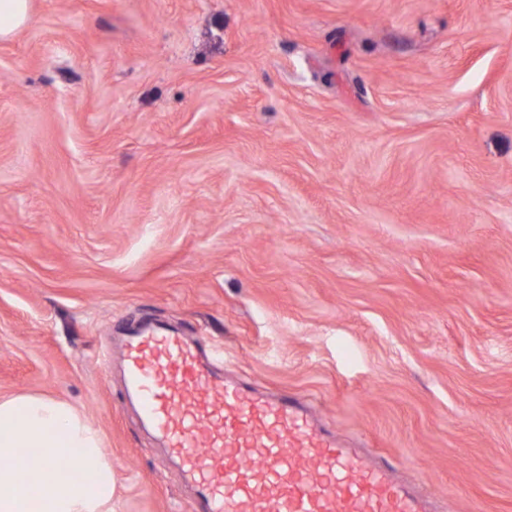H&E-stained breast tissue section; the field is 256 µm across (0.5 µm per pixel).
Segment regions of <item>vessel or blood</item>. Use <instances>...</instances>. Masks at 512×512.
Returning <instances> with one entry per match:
<instances>
[{
    "mask_svg": "<svg viewBox=\"0 0 512 512\" xmlns=\"http://www.w3.org/2000/svg\"><path fill=\"white\" fill-rule=\"evenodd\" d=\"M121 355L127 393L206 512H434L396 464L296 397L228 377L199 340L133 323Z\"/></svg>",
    "mask_w": 512,
    "mask_h": 512,
    "instance_id": "1",
    "label": "vessel or blood"
}]
</instances>
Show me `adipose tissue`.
I'll return each mask as SVG.
<instances>
[{"label":"adipose tissue","mask_w":512,"mask_h":512,"mask_svg":"<svg viewBox=\"0 0 512 512\" xmlns=\"http://www.w3.org/2000/svg\"><path fill=\"white\" fill-rule=\"evenodd\" d=\"M112 459L67 402L0 398V512H115Z\"/></svg>","instance_id":"adipose-tissue-1"}]
</instances>
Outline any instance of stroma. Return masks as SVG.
Returning a JSON list of instances; mask_svg holds the SVG:
<instances>
[{"instance_id": "1", "label": "stroma", "mask_w": 512, "mask_h": 512, "mask_svg": "<svg viewBox=\"0 0 512 512\" xmlns=\"http://www.w3.org/2000/svg\"><path fill=\"white\" fill-rule=\"evenodd\" d=\"M162 322L512 512V0H31L0 40V397L65 400L116 512H198L123 401Z\"/></svg>"}]
</instances>
